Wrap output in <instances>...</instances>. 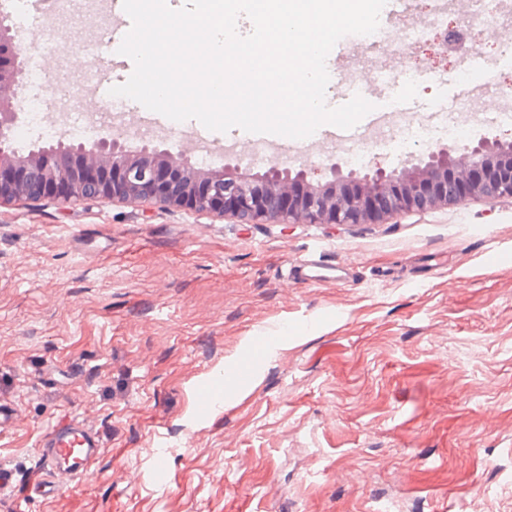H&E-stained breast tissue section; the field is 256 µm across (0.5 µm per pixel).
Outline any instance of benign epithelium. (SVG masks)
Listing matches in <instances>:
<instances>
[{
	"mask_svg": "<svg viewBox=\"0 0 512 512\" xmlns=\"http://www.w3.org/2000/svg\"><path fill=\"white\" fill-rule=\"evenodd\" d=\"M0 14V203L52 198L64 203L112 199L144 208L172 205L230 217L241 224H384L414 210L462 206L478 198L512 199V141L442 147L411 157L390 171L377 166L363 176L330 166L333 180L271 165L244 174L223 165L204 169L146 140L136 154L123 136L82 143L14 146L18 115L4 104L28 84L27 57L18 33Z\"/></svg>",
	"mask_w": 512,
	"mask_h": 512,
	"instance_id": "obj_1",
	"label": "benign epithelium"
}]
</instances>
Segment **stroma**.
Masks as SVG:
<instances>
[{
	"instance_id": "stroma-1",
	"label": "stroma",
	"mask_w": 512,
	"mask_h": 512,
	"mask_svg": "<svg viewBox=\"0 0 512 512\" xmlns=\"http://www.w3.org/2000/svg\"><path fill=\"white\" fill-rule=\"evenodd\" d=\"M448 20L466 32L457 54L353 48L343 68L382 116L408 101L432 120L463 97L460 64L480 46L483 122L457 143L512 141L494 121L512 58L471 25L466 0ZM111 27L97 2L54 6L32 30L28 51L48 37L53 48L11 104L18 148L41 134L30 107L50 122L105 113L87 87ZM381 66L416 77L384 86ZM439 147L369 138L352 163L345 147L310 141L291 163L327 181L333 162L391 169ZM312 252L351 262L348 278L285 280ZM283 323L276 348L253 346ZM249 353L263 364L251 386H225V364ZM208 388L221 408L202 421ZM1 401L16 417L0 429V465L15 472L0 512H512V199L346 225L239 224L108 199L1 204ZM73 417L105 453L75 490L35 499L37 441ZM158 460L169 488L153 482Z\"/></svg>"
}]
</instances>
